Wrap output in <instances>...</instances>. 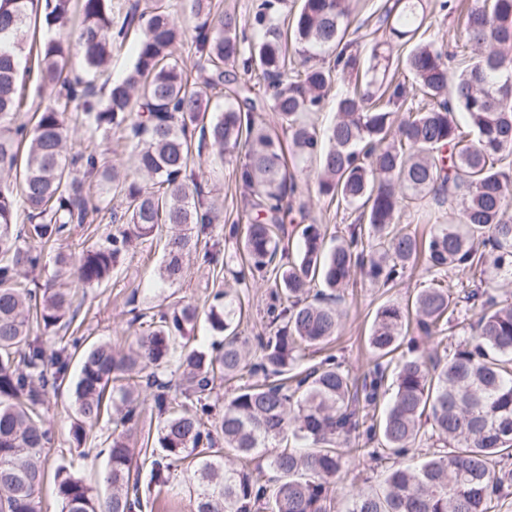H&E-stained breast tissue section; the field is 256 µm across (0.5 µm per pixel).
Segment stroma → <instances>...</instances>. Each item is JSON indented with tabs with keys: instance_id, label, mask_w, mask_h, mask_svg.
<instances>
[{
	"instance_id": "1",
	"label": "stroma",
	"mask_w": 512,
	"mask_h": 512,
	"mask_svg": "<svg viewBox=\"0 0 512 512\" xmlns=\"http://www.w3.org/2000/svg\"><path fill=\"white\" fill-rule=\"evenodd\" d=\"M386 0H350L352 25L349 38L362 61L369 63L372 51L387 53L386 25L383 21V6ZM460 0H426L427 12L422 28L427 40L440 39L450 56L448 67L457 70L459 61L454 36L459 26V13L455 6ZM95 140L100 154L108 165L118 167L127 173L135 168L131 152L116 137L92 136L89 127L82 123L70 125L66 133L68 154L81 153L88 140ZM245 162L243 151L237 150L225 154L223 159L214 155H203L201 167L210 177L217 195L224 200V221L213 225L208 236L209 242L218 244L221 260L230 266H237L240 257L236 253V244L229 237L231 225L248 224L255 211L252 199L244 191L236 175L237 169ZM298 189L290 203L294 210L303 211L307 223L320 224L328 236L339 238L348 236L352 224L358 223L360 213L353 209H344L318 198L316 194V166L312 163L300 165L297 170ZM163 250L159 244L137 246L134 256L123 258L111 280L102 287L88 290L83 298L76 318L73 321L79 333L94 339L111 343L122 348L131 340L128 330L130 318L129 297H136L143 308L163 309L170 302L184 301L197 306L199 318L194 331L195 336L204 338L211 331L206 316L216 292L225 290L230 295L240 296L243 314L238 326L240 335L248 339L267 336L271 333L268 325L267 310L273 302L269 283L258 280L247 288H238L234 281H223L213 275L212 267L203 264L197 254L185 259L187 273L183 280L170 284L162 282L158 270ZM430 284V277L422 267L408 269L404 278L392 288L375 287L363 271H355L344 293L341 304L340 327L334 340L323 348L313 350V361H321L326 356H335L343 370L355 379H362L371 367L374 355L368 346L367 338L377 310L386 304L406 305L416 294ZM78 359H71L63 376L59 393L50 395L45 418L52 431L53 441L45 448L43 456L48 470L63 466L87 484L97 487L101 494H108L109 488L102 482L106 469V456L85 460L71 441V424L75 417L74 407L68 398L71 388L79 374ZM379 471L374 470L368 458L361 452L348 449L345 464L331 485L335 512H344L348 497L354 487L364 481L378 483Z\"/></svg>"
}]
</instances>
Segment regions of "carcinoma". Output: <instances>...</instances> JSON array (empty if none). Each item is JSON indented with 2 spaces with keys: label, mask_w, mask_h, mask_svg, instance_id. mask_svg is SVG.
<instances>
[{
  "label": "carcinoma",
  "mask_w": 512,
  "mask_h": 512,
  "mask_svg": "<svg viewBox=\"0 0 512 512\" xmlns=\"http://www.w3.org/2000/svg\"><path fill=\"white\" fill-rule=\"evenodd\" d=\"M35 2L0 0V178L21 182L16 195L0 189V512H39L42 453L51 443L44 405L75 353L72 438L84 447L87 428L112 418L104 476L112 492L102 496L61 469L54 492L62 512H135L143 494L168 485L180 464L195 482V512H332L330 484L344 449L361 442L373 445L367 451L373 460L392 464L378 486L354 489L346 512H491L492 500L512 488V302L497 295L512 285V0H472L460 31L472 56L454 73L442 45L418 37L421 0L386 2L390 38L408 47L405 67L430 101L398 123L391 106L404 97L403 84L380 73L375 52L362 69L344 42L349 0H302L288 40L286 0H262L245 22L215 12L213 0H190L200 73L193 83L174 57L185 33L167 0H151L143 10L136 4L119 23L112 0H45L41 22L48 31L80 16L87 72L105 74L112 47L133 32L140 37L132 69L106 94L92 81L65 75L69 57L61 41L30 44L36 91L49 103L29 129L18 121V88ZM290 42L301 65L291 77ZM330 50L335 65L326 67L320 57ZM226 65L263 81L262 95L238 83ZM337 70L348 86L336 92L334 122L321 133L305 115L323 109ZM215 94L224 97L216 109ZM261 110L275 114L299 162L318 160V197L359 210L365 220L349 237L329 242L321 225H303L296 257L286 264L277 256L287 225L296 223L285 200L297 183L280 139L256 122ZM73 112L104 136L120 134L150 184L108 168L94 149L67 157ZM240 147L247 162L238 178L256 209L243 242L246 266L254 277L273 275L277 288V304L267 310L275 331L259 337L256 361L233 327L232 299L208 313L211 329L224 334L208 348L184 342L197 312L180 302L122 349L58 335L76 317L73 289L49 283L39 295L21 277L40 260L28 243L53 245L101 213L86 183H112L120 208L107 212L121 228L77 254L58 252L60 275L83 289L99 288L134 243L152 241L167 227L159 276L179 282L185 256L199 245L189 225H201L203 233L220 223L194 156L209 150L222 158ZM447 199L457 204L460 223L433 225L428 240L399 224L406 208ZM421 256L431 286L409 310L389 305L378 312L369 336L376 360L361 380L333 358L298 370L306 350L336 335L337 302L354 269L391 288ZM317 281L322 289L313 292ZM412 310L415 330L426 337L470 311L476 319L443 356L399 359L394 395L377 419L390 357ZM34 324L43 335H31ZM170 368L182 402L164 378ZM231 380L239 384L222 406L209 403ZM147 410L162 417L156 440L163 455L152 461L142 491L133 477L131 439ZM428 441L436 445L430 456L415 465L400 462ZM221 442L244 457L266 450V466L224 467L214 455Z\"/></svg>",
  "instance_id": "cac0c4a2"
}]
</instances>
